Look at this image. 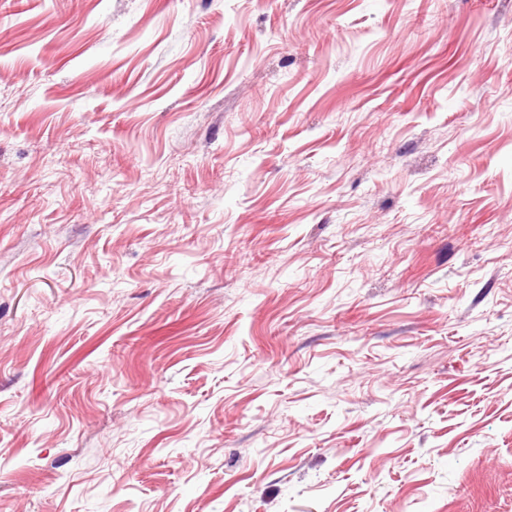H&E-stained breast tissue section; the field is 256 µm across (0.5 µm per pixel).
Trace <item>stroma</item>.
Here are the masks:
<instances>
[{
  "mask_svg": "<svg viewBox=\"0 0 512 512\" xmlns=\"http://www.w3.org/2000/svg\"><path fill=\"white\" fill-rule=\"evenodd\" d=\"M0 512H512V0H0Z\"/></svg>",
  "mask_w": 512,
  "mask_h": 512,
  "instance_id": "1",
  "label": "stroma"
}]
</instances>
